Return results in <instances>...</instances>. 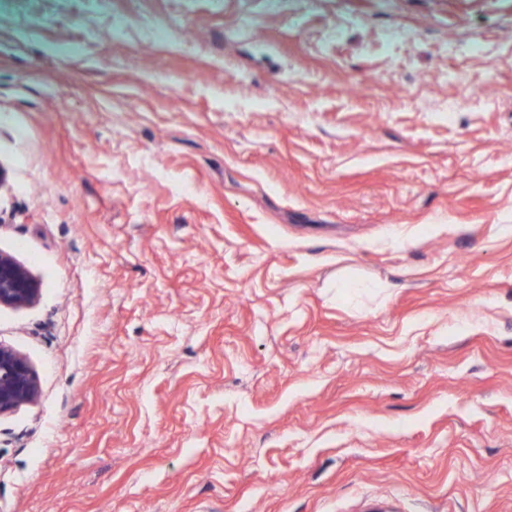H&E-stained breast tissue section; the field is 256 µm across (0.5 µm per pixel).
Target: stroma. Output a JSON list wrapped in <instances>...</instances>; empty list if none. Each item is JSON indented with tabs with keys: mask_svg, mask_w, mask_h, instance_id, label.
Instances as JSON below:
<instances>
[{
	"mask_svg": "<svg viewBox=\"0 0 512 512\" xmlns=\"http://www.w3.org/2000/svg\"><path fill=\"white\" fill-rule=\"evenodd\" d=\"M0 512H512V0H0ZM38 293L28 271L11 257L0 254V305L32 303ZM37 379L23 356L0 345V414L37 398Z\"/></svg>",
	"mask_w": 512,
	"mask_h": 512,
	"instance_id": "1",
	"label": "stroma"
}]
</instances>
